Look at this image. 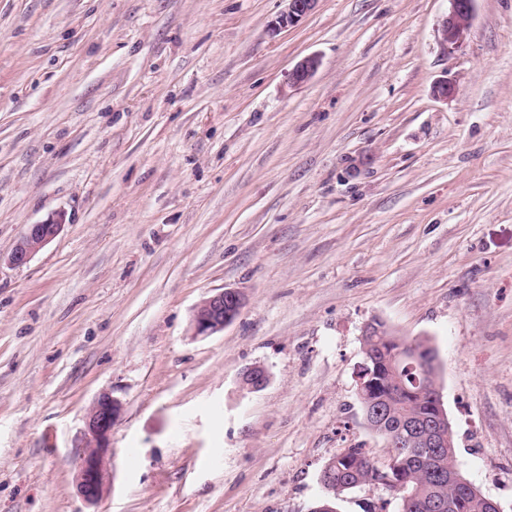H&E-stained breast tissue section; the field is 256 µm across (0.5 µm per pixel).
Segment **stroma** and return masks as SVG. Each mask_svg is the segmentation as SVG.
I'll list each match as a JSON object with an SVG mask.
<instances>
[{"label": "stroma", "mask_w": 512, "mask_h": 512, "mask_svg": "<svg viewBox=\"0 0 512 512\" xmlns=\"http://www.w3.org/2000/svg\"><path fill=\"white\" fill-rule=\"evenodd\" d=\"M285 7L0 0V512H310L336 452L385 455L357 397L375 319L436 348L456 466L512 512V0H476L448 55V0H319L271 31ZM226 288L239 315L194 336ZM105 392L89 505L76 444ZM63 225L64 218L61 214L51 220L28 225L25 233L14 246L9 262L18 267L27 264L34 254L60 233ZM244 297L234 289H224L203 299L193 314L194 336L208 337L224 330L240 313ZM122 410L121 402L110 393L99 395L86 410L76 448L77 486L82 499L96 503L106 491L111 478L112 426Z\"/></svg>", "instance_id": "obj_1"}]
</instances>
